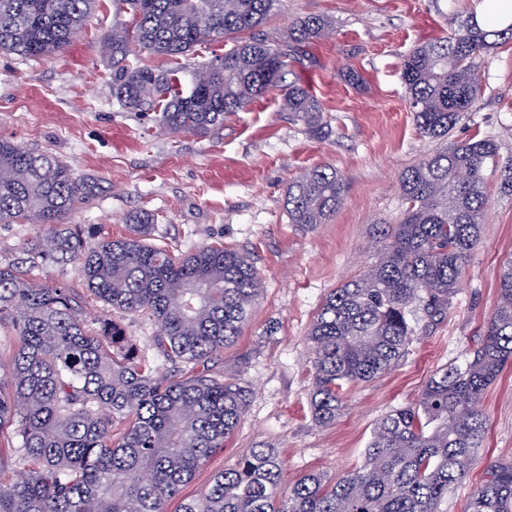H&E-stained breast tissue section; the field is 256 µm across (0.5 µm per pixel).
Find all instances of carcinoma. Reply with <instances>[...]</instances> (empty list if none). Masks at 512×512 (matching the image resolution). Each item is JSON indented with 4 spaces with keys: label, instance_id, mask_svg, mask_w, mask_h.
I'll return each mask as SVG.
<instances>
[{
    "label": "carcinoma",
    "instance_id": "cac0c4a2",
    "mask_svg": "<svg viewBox=\"0 0 512 512\" xmlns=\"http://www.w3.org/2000/svg\"><path fill=\"white\" fill-rule=\"evenodd\" d=\"M122 2L133 29L115 26L101 41L119 108L154 113L168 134L207 135L223 128L227 115L279 90L292 120L325 133L321 102L287 75L288 62H301L331 30L329 19H299L282 41L266 30L281 0ZM97 6L98 0H0V53L56 56ZM214 36L231 49L194 69L183 87L182 58ZM509 39L512 23L482 26L471 15L404 57L406 98L422 135L450 137L481 98L484 56ZM133 41L167 57L170 68L130 62ZM498 152L487 138L450 142L402 171L401 218L376 225L381 248L374 264L334 289L310 327V411L317 424L336 421L345 388L390 371L423 319L447 316L480 240L485 169ZM461 169L469 174L465 182L457 178ZM80 191L68 164L0 138V224L53 225L31 237L19 261L0 264V328L11 327L18 338L11 390L0 389V428L13 431L10 472L0 465V512H167L246 409L248 387L212 360L239 336L262 280L249 255L233 248L205 244L175 253L149 243L154 216L147 211L130 213L129 234L118 238L65 226ZM346 191L329 166L305 171L288 183L289 222L327 223ZM69 264L113 312L158 327L153 355L114 320L88 326L64 283H35L23 274ZM159 360L180 376L163 374ZM511 362L510 258L480 346L462 364L437 369L416 404L377 422L360 465L333 481L307 474L285 495L277 449L262 444L214 475L182 512H438L481 448V395ZM118 425L123 432L114 440ZM465 512H512V462L487 469Z\"/></svg>",
    "mask_w": 512,
    "mask_h": 512
}]
</instances>
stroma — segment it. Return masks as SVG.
<instances>
[{
  "label": "stroma",
  "mask_w": 512,
  "mask_h": 512,
  "mask_svg": "<svg viewBox=\"0 0 512 512\" xmlns=\"http://www.w3.org/2000/svg\"><path fill=\"white\" fill-rule=\"evenodd\" d=\"M484 0H281L268 26L280 37L296 20L320 15L333 22L313 45L311 61L291 77L322 103L326 133L316 138L281 110L279 91L228 115L206 135L164 134L152 113L120 110L112 100V64L101 39L112 26L132 23L112 0L58 56L0 54V138L50 153L67 163L81 198L66 221L85 233L105 228L125 235L126 216H155L153 241L181 252L220 244L248 253L262 292L248 322L222 357L252 389L233 435L169 502L202 496L212 477L233 467L250 448H279L284 479L293 484L316 471L337 478L362 460L375 424L416 402L439 367L475 349L498 299L502 264L512 258V196L487 177L481 240L451 298L447 318L427 323L405 356L381 377L347 388L336 422L323 427L310 413L308 330L326 296L375 261V224H392L403 205L401 172L436 150L417 130L405 99L403 58L417 44L451 30L454 18L481 12ZM354 69L361 83L344 74ZM483 95L453 138L494 139L499 163H512V40L485 56ZM328 165L348 184L342 206L325 224L289 223L288 183L306 169ZM39 282L63 281L85 299L89 317L112 311L86 290L74 268L42 267ZM488 431L463 483L440 512H464L470 489L497 460L512 461V365L484 393Z\"/></svg>",
  "instance_id": "obj_1"
}]
</instances>
